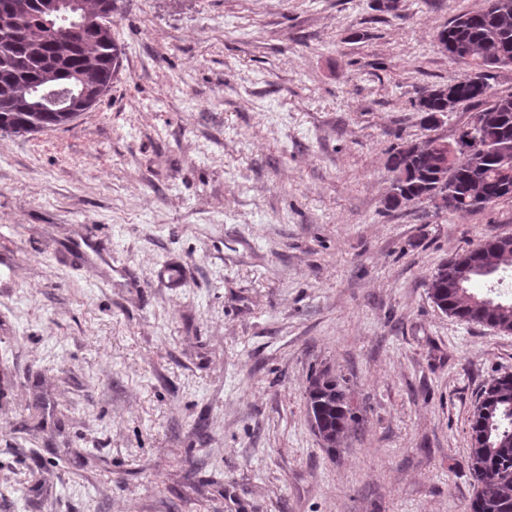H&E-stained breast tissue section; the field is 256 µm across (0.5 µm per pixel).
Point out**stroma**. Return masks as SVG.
<instances>
[{"label":"stroma","instance_id":"1","mask_svg":"<svg viewBox=\"0 0 512 512\" xmlns=\"http://www.w3.org/2000/svg\"><path fill=\"white\" fill-rule=\"evenodd\" d=\"M486 0H114L88 112L0 133V512H469L512 333L428 295L512 203L387 208L389 157ZM360 419L328 455L306 391ZM307 411L311 427L328 454H336L359 420L347 380L329 369L310 378Z\"/></svg>","mask_w":512,"mask_h":512}]
</instances>
